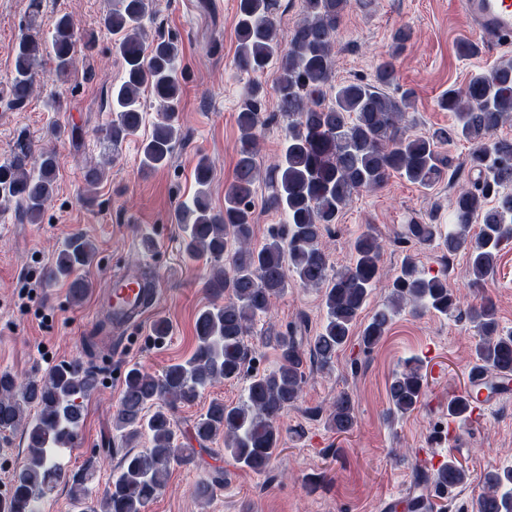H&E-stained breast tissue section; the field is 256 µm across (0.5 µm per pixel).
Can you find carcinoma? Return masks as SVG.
Listing matches in <instances>:
<instances>
[{
	"instance_id": "carcinoma-1",
	"label": "carcinoma",
	"mask_w": 512,
	"mask_h": 512,
	"mask_svg": "<svg viewBox=\"0 0 512 512\" xmlns=\"http://www.w3.org/2000/svg\"><path fill=\"white\" fill-rule=\"evenodd\" d=\"M41 0H32V12L19 40L11 47L14 69L3 98L21 108L34 86L35 66L50 57L56 74L68 76L78 47L90 53L91 37L79 42L72 19L59 17L48 35L40 33ZM348 0H304L305 18L282 45L275 23L279 0H237V54L241 73L258 74L276 64L278 112L288 118L284 153L269 171V203L283 209L286 223L271 228L267 242L251 247L252 197L259 179L257 130L261 126L260 86H249V100L237 122L241 137L235 173L224 186V209L209 203L212 168L201 158L194 171L196 192L178 209L185 236L186 259H210L203 288L222 304L199 311L195 319L196 345L186 360L155 374L134 365L124 378L120 403L112 415L113 430L129 445L146 436L151 447L126 450L104 488L100 505L91 502L95 462L88 461L79 475H68L58 454L72 446L84 421L85 402L99 392V371L81 359L64 361L41 377L21 380L0 372V434L22 429L27 448L23 465L14 472L9 492L0 498V512H40L39 502L61 482H73V503L78 512H145L164 488L171 471L195 461L198 450L178 442L170 409L195 402L200 392L220 381L246 378L245 400L237 405L212 401L193 425L199 446L224 437V453L257 474L268 471L282 445L279 420L299 398L307 369H331L336 352L351 338L352 327L376 284L386 277L380 245L371 230L351 243L354 262L330 274L324 236L336 223L353 194L383 187L393 175L423 188L448 181V198L455 224L446 230L434 216L405 225L408 243L434 241L452 255L464 248L469 258V286L484 287L493 275L503 245L512 241V140L494 133L512 118V61L488 73L473 75L468 83L450 89L439 106L453 113L448 130L431 136L407 133L401 121L414 109V95L404 90L387 92L397 79L396 62L408 33L393 35L391 52L378 66L374 83H342L327 100L324 87L333 79L337 29ZM152 16V0H119L102 18V26L119 36L117 51L124 62L122 81L112 87L109 139L119 142L137 135L145 124L142 94L159 100L163 112L150 137L140 146L141 169L155 171L168 163L180 136L178 104L182 87L178 77L179 49L168 39L145 42V22ZM463 139L472 145L461 162L440 144ZM483 180L473 188L455 190L464 166ZM57 159L51 151L34 153L23 143L0 163V200L15 203L29 223L41 220L55 190ZM478 233L470 234L472 223ZM95 246L81 234L59 249L47 279H71L70 293L82 298L92 282L73 277L89 267ZM303 285L324 289L325 319L309 340L294 332L265 337L277 351L274 369L250 374L246 364L252 350L246 337L256 317L267 313L272 300L288 287V274ZM388 302L375 312L360 334L363 349H373L385 336L393 316L409 304L415 313L427 310L448 315L458 310L445 279L426 278L408 256L389 282ZM466 316L480 335L475 366L485 370L490 388H502L512 374V332L499 329L493 300L482 296ZM424 394V377L409 365L389 386L388 416L413 412ZM328 427L348 433L356 425L354 403L348 393L336 397L326 416ZM418 482L436 496L451 498L467 481V471L452 459ZM471 512H512V465L485 477V488L472 501Z\"/></svg>"
}]
</instances>
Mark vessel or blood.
Here are the masks:
<instances>
[{
    "mask_svg": "<svg viewBox=\"0 0 512 512\" xmlns=\"http://www.w3.org/2000/svg\"><path fill=\"white\" fill-rule=\"evenodd\" d=\"M458 5L484 48L512 45V0H458ZM155 295V289L142 287L139 276L128 274L111 281L98 307L111 327L127 328L144 321Z\"/></svg>",
    "mask_w": 512,
    "mask_h": 512,
    "instance_id": "b4317fda",
    "label": "vessel or blood"
}]
</instances>
